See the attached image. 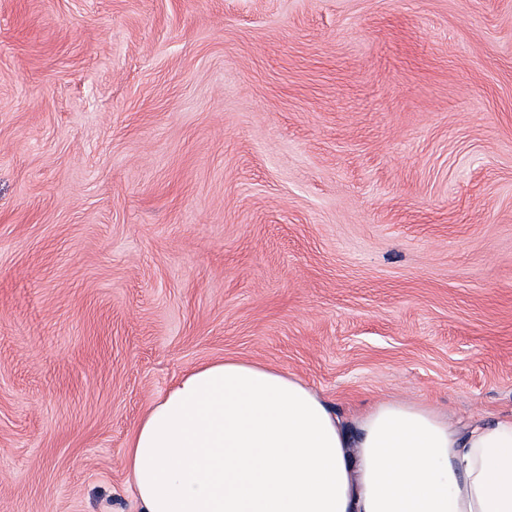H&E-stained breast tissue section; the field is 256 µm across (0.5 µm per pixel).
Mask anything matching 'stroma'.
<instances>
[{
    "instance_id": "35a3bbf8",
    "label": "stroma",
    "mask_w": 512,
    "mask_h": 512,
    "mask_svg": "<svg viewBox=\"0 0 512 512\" xmlns=\"http://www.w3.org/2000/svg\"><path fill=\"white\" fill-rule=\"evenodd\" d=\"M224 357L512 412V0H0V512Z\"/></svg>"
}]
</instances>
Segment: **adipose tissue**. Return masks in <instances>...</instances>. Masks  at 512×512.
Returning <instances> with one entry per match:
<instances>
[{
  "mask_svg": "<svg viewBox=\"0 0 512 512\" xmlns=\"http://www.w3.org/2000/svg\"><path fill=\"white\" fill-rule=\"evenodd\" d=\"M124 463L142 512H512V413L381 401L349 427L298 375L224 358L153 403Z\"/></svg>",
  "mask_w": 512,
  "mask_h": 512,
  "instance_id": "adipose-tissue-1",
  "label": "adipose tissue"
}]
</instances>
